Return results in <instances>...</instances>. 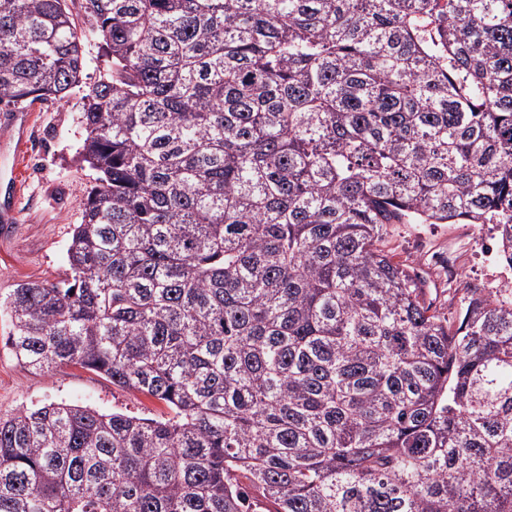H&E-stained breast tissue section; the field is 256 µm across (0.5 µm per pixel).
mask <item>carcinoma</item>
I'll return each instance as SVG.
<instances>
[{
	"mask_svg": "<svg viewBox=\"0 0 512 512\" xmlns=\"http://www.w3.org/2000/svg\"><path fill=\"white\" fill-rule=\"evenodd\" d=\"M110 58L97 172L18 361L169 415L0 418V512H512V288L457 319L388 224H492L512 268V0H78ZM67 0H0V104L86 65Z\"/></svg>",
	"mask_w": 512,
	"mask_h": 512,
	"instance_id": "obj_1",
	"label": "carcinoma"
}]
</instances>
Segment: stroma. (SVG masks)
Here are the masks:
<instances>
[{
    "label": "stroma",
    "mask_w": 512,
    "mask_h": 512,
    "mask_svg": "<svg viewBox=\"0 0 512 512\" xmlns=\"http://www.w3.org/2000/svg\"><path fill=\"white\" fill-rule=\"evenodd\" d=\"M81 89L63 101L24 104L30 116L31 143L17 156L14 133L0 128V170L19 173L21 224L0 238V417L51 402H78L100 412L122 411L141 417L166 415V407L76 366L34 372L18 363L7 338L13 319L5 301L25 281L61 280L67 247L96 174L83 163ZM386 250L425 283V299L444 316L456 315L469 288L496 292L505 287L501 267L491 255L498 248L488 224H391Z\"/></svg>",
    "instance_id": "obj_1"
}]
</instances>
